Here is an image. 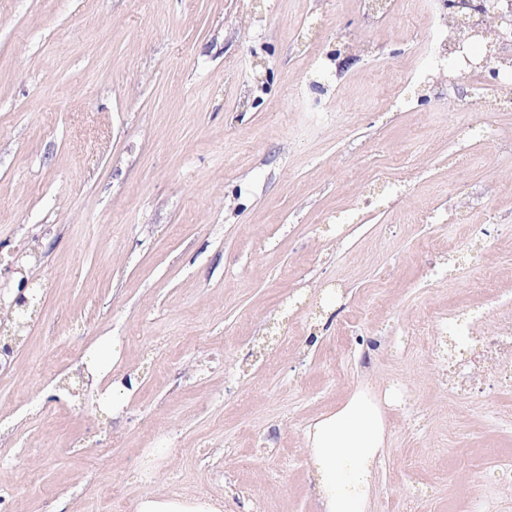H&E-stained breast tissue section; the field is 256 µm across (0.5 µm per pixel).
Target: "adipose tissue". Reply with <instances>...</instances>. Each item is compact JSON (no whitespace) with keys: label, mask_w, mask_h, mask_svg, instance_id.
<instances>
[{"label":"adipose tissue","mask_w":512,"mask_h":512,"mask_svg":"<svg viewBox=\"0 0 512 512\" xmlns=\"http://www.w3.org/2000/svg\"><path fill=\"white\" fill-rule=\"evenodd\" d=\"M120 343L104 337L86 367L99 389L100 403L120 411L136 389L134 377L116 375L112 363ZM382 412L372 398L357 394L336 413L309 426L306 448L316 477L323 512H370L375 466L384 447Z\"/></svg>","instance_id":"obj_1"}]
</instances>
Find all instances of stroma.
Returning a JSON list of instances; mask_svg holds the SVG:
<instances>
[{
	"instance_id": "stroma-1",
	"label": "stroma",
	"mask_w": 512,
	"mask_h": 512,
	"mask_svg": "<svg viewBox=\"0 0 512 512\" xmlns=\"http://www.w3.org/2000/svg\"><path fill=\"white\" fill-rule=\"evenodd\" d=\"M420 0H0V281L37 306L0 373V497L135 512H323L308 427L358 391L385 421L370 512H462L512 458V392L449 394L446 318L512 315V99L412 82ZM413 162L411 175L395 170ZM421 214L418 224L406 221ZM435 320L432 353L413 333ZM119 413L73 396L100 337ZM136 512H220L213 504L204 500H176L168 495L151 491L143 495Z\"/></svg>"
}]
</instances>
